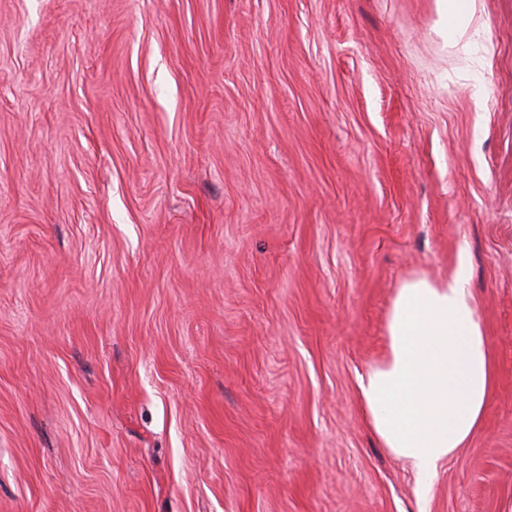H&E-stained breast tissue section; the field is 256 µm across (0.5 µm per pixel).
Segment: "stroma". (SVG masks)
Segmentation results:
<instances>
[{
	"instance_id": "obj_1",
	"label": "stroma",
	"mask_w": 512,
	"mask_h": 512,
	"mask_svg": "<svg viewBox=\"0 0 512 512\" xmlns=\"http://www.w3.org/2000/svg\"><path fill=\"white\" fill-rule=\"evenodd\" d=\"M0 0V512H503L512 0ZM465 268L496 379L428 493L358 379ZM441 28L448 39L462 36L476 12L475 0H437Z\"/></svg>"
}]
</instances>
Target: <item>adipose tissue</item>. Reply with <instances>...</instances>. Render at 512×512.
I'll use <instances>...</instances> for the list:
<instances>
[{
  "mask_svg": "<svg viewBox=\"0 0 512 512\" xmlns=\"http://www.w3.org/2000/svg\"><path fill=\"white\" fill-rule=\"evenodd\" d=\"M386 336L384 360L360 379L361 401L377 438L411 464L426 490L439 462L479 427L493 384L488 339L464 274L405 281Z\"/></svg>",
  "mask_w": 512,
  "mask_h": 512,
  "instance_id": "obj_1",
  "label": "adipose tissue"
}]
</instances>
